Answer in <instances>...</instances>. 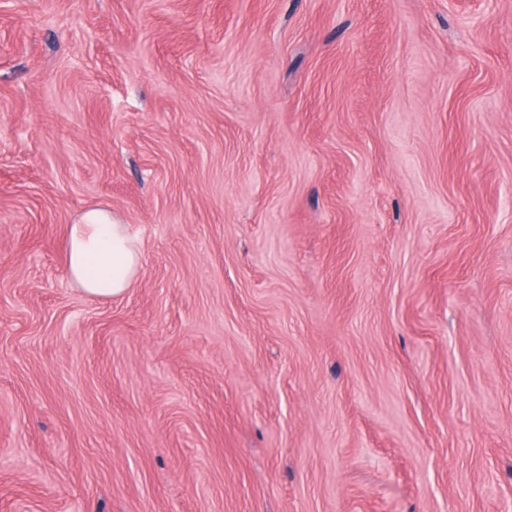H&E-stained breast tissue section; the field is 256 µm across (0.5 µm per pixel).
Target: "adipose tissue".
<instances>
[{
  "instance_id": "1",
  "label": "adipose tissue",
  "mask_w": 512,
  "mask_h": 512,
  "mask_svg": "<svg viewBox=\"0 0 512 512\" xmlns=\"http://www.w3.org/2000/svg\"><path fill=\"white\" fill-rule=\"evenodd\" d=\"M66 235V268L86 296L109 299L132 286L140 266L139 241L111 211H86L77 223L68 225Z\"/></svg>"
}]
</instances>
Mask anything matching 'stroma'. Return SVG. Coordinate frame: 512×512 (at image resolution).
I'll list each match as a JSON object with an SVG mask.
<instances>
[{
  "instance_id": "stroma-1",
  "label": "stroma",
  "mask_w": 512,
  "mask_h": 512,
  "mask_svg": "<svg viewBox=\"0 0 512 512\" xmlns=\"http://www.w3.org/2000/svg\"><path fill=\"white\" fill-rule=\"evenodd\" d=\"M0 512H512V0H0ZM66 268L88 297L110 299L131 288L140 266L138 238L109 210L92 208L66 230Z\"/></svg>"
}]
</instances>
